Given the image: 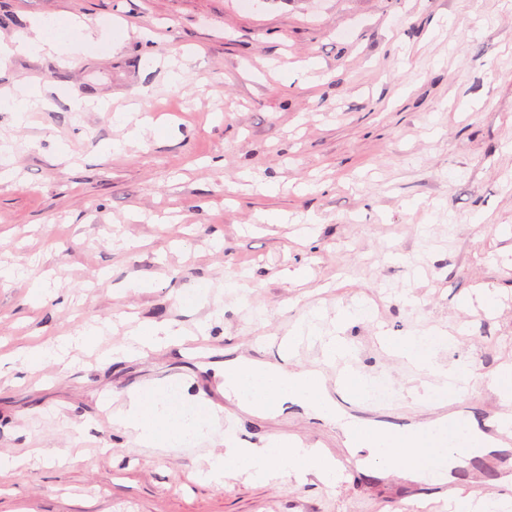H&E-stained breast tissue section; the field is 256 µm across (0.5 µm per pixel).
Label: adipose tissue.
Masks as SVG:
<instances>
[{
  "mask_svg": "<svg viewBox=\"0 0 512 512\" xmlns=\"http://www.w3.org/2000/svg\"><path fill=\"white\" fill-rule=\"evenodd\" d=\"M46 24L36 26L32 38L0 42V66L6 65L17 54L32 55L45 49L68 56L78 53L82 36L79 29H72L67 39L54 41L46 35ZM100 334L98 327L83 326L66 339L44 347L19 352L17 358L27 370L41 368L47 360L65 359L70 349L94 346ZM435 332L423 336H390L386 342L399 356L417 365L421 370L434 376L435 381L412 389L414 399H427L439 404L456 399L459 395L474 391L479 383H486L502 402L512 403V366L499 367L488 376L478 374L472 365L460 361L444 366L432 355L420 351L422 341L437 340ZM136 349L122 348L110 355L111 362L118 363L131 354L141 356L163 349L182 345L179 330L169 324L139 325L135 332ZM295 337H288L280 345V362L271 363L242 358L228 359L218 363L217 369L224 378L227 396L236 398L252 413L259 416H273L293 403L325 419H333L335 405L330 395L320 391L316 373L310 369L291 371L285 368V360L294 356ZM189 404H174L170 399L153 395L143 387L129 391L124 409L114 417L122 430H134L141 442L153 448L174 450L200 438L217 437L220 451L210 454L201 475L207 481L222 485L224 472L238 468L257 481L271 478L283 467H291L295 476L317 474L328 483H335L339 477L335 459L323 454L303 441L281 435L270 438L265 449L243 445L239 439L223 436L220 419L216 414L193 415ZM469 423L453 421L451 426H438L433 430L417 428L363 435L360 428H352L351 435L362 438L368 445L370 465L392 470L403 476L419 477L427 465L437 457H455L466 454L465 444H449L448 430L468 431Z\"/></svg>",
  "mask_w": 512,
  "mask_h": 512,
  "instance_id": "ef3b65f1",
  "label": "adipose tissue"
}]
</instances>
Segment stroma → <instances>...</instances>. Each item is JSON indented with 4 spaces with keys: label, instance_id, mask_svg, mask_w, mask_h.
<instances>
[{
    "label": "stroma",
    "instance_id": "obj_1",
    "mask_svg": "<svg viewBox=\"0 0 512 512\" xmlns=\"http://www.w3.org/2000/svg\"><path fill=\"white\" fill-rule=\"evenodd\" d=\"M45 17L91 39L72 63L18 55L0 73V90L37 80L48 101L22 124L0 111V263L26 273L0 284V355L84 322L104 333L72 365L0 368V453L34 455L0 475V512H448L447 484L364 466L332 485L233 469L217 487L199 470L218 442L149 448L112 416L152 386L225 413L224 433L255 448L286 434L345 460L336 427L297 407L254 416L210 368L278 360L304 323L344 336L399 401L345 415L409 427L459 412L487 432L493 391L414 402L413 371L379 337L434 330L451 336L444 364H512V0H0V39ZM142 88L154 126L110 152L125 136L113 113ZM77 96L108 109L73 111ZM34 278L58 291L36 310ZM147 323L186 345L103 362ZM506 474L511 442L455 477L501 495Z\"/></svg>",
    "mask_w": 512,
    "mask_h": 512
}]
</instances>
